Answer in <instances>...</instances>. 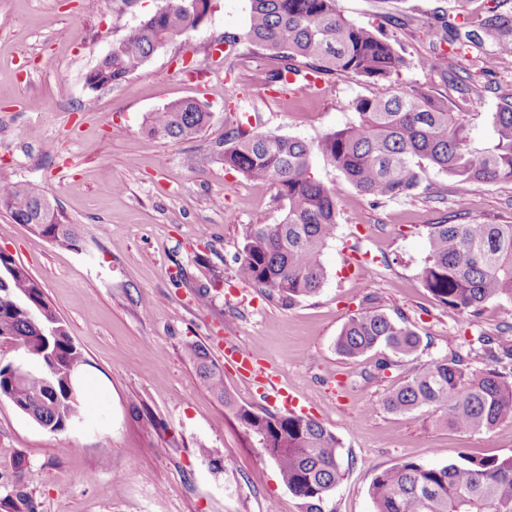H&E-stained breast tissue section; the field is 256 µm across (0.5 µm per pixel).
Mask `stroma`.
<instances>
[{
  "mask_svg": "<svg viewBox=\"0 0 512 512\" xmlns=\"http://www.w3.org/2000/svg\"><path fill=\"white\" fill-rule=\"evenodd\" d=\"M496 2L336 0V7L357 25L384 30L410 62L400 82L446 100L484 144L493 112L512 93V58L489 76L472 47L455 51L444 74L427 60L446 45L448 16L462 14L475 29ZM162 4L101 0L88 12L80 0H0V182L40 184L82 242L77 252L60 248L0 209V252L40 283L86 360L80 414L65 430H46L0 399V484L20 481L37 512H300L276 463L201 383L185 351L190 343L221 365L237 405L282 413L224 359L225 347L251 348L303 414L336 434L344 478L327 512H374V475L403 460L443 466L465 455H512V422L466 434L435 425L428 412L383 405L433 359L465 354L473 369L485 368L469 341L512 322L510 303L487 305L474 319L448 310L419 280L428 225L444 223L460 199L468 220L511 223L512 182L457 183L429 167L424 192L375 205L314 157V176L336 186V234L322 253L319 292L283 305L237 275L246 225L282 219L276 189L225 168L216 146L239 121L317 140L354 122L349 101L375 87L339 76L317 89L295 82L275 96L272 60L244 47L199 86L187 67L205 65L224 33L244 34L250 11L249 0H213L202 25L121 85L89 89L85 76L108 49L101 30L120 37ZM466 74L478 94L456 88L454 76ZM183 98L203 101L212 114L199 137L144 133L151 112ZM27 99L38 108L25 110ZM353 250L377 256L371 275L348 269ZM370 304L421 335L425 346L413 361L380 373L383 351L355 361L337 352L342 326ZM202 446L217 456H200Z\"/></svg>",
  "mask_w": 512,
  "mask_h": 512,
  "instance_id": "35a3bbf8",
  "label": "stroma"
}]
</instances>
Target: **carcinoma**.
Listing matches in <instances>:
<instances>
[{
	"label": "carcinoma",
	"mask_w": 512,
	"mask_h": 512,
	"mask_svg": "<svg viewBox=\"0 0 512 512\" xmlns=\"http://www.w3.org/2000/svg\"><path fill=\"white\" fill-rule=\"evenodd\" d=\"M212 0H164L153 15L128 28L87 73L92 89L122 84L163 45L196 30ZM448 45L486 48L483 72H494L499 59L512 56V12L491 11L480 31L448 18ZM245 42L254 53L274 61L269 79L330 80L346 74L379 87L357 97L350 126L316 141L261 132L238 122L224 131V165L243 177L276 188L283 210L277 224H249L243 238L239 278L291 306L316 294L325 279L321 252L336 231V186L311 176L313 154L322 156L363 196L375 201L409 198L421 187L428 165L460 182L512 181V94L492 114L493 142L479 146L469 125L448 102L393 77L410 62L391 39L356 26L336 11V0H250ZM240 39L226 34L215 41L229 45L211 64L220 66L237 52ZM211 113L195 99L168 103L149 115L152 136L191 140L210 123ZM0 208L18 224L68 249H79L76 225L51 204L35 183H0ZM429 252L419 273L423 288L449 310L476 318L490 302L512 303V223L463 222L428 225ZM0 256V343L20 352L26 376L15 381L0 368V399L15 408L33 407L32 421L61 431L79 413L69 373L85 364L64 321L32 278ZM489 360L512 357V322L496 336L476 338ZM422 337L403 318L369 306L348 319L336 350L357 359L377 349L389 351L383 371L394 360L410 361ZM204 385L224 401L255 444L275 461L288 489L301 500V512H325L343 478L336 435L319 421L288 413H255L239 407L224 389L220 368L198 344L187 345ZM385 408L406 414L424 410L436 422L462 433L490 431L512 420V375L486 367L472 369L465 357L434 359L384 398ZM369 494L375 512H512V456L444 466L401 461L373 477ZM0 512H37L36 503L14 483L3 487Z\"/></svg>",
	"instance_id": "1"
}]
</instances>
